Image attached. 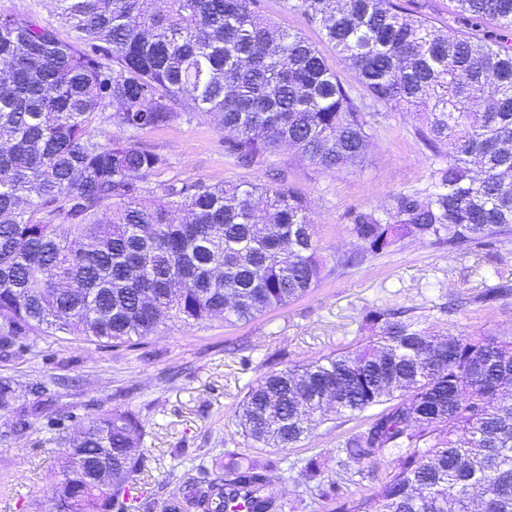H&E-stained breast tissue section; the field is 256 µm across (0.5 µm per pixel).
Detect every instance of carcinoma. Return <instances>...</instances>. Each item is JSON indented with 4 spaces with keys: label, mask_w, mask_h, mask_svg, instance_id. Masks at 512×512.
I'll use <instances>...</instances> for the list:
<instances>
[{
    "label": "carcinoma",
    "mask_w": 512,
    "mask_h": 512,
    "mask_svg": "<svg viewBox=\"0 0 512 512\" xmlns=\"http://www.w3.org/2000/svg\"><path fill=\"white\" fill-rule=\"evenodd\" d=\"M459 21L501 34L452 35L396 0H286L319 25L370 101L413 115L438 159L433 190L354 209L358 248L336 270L406 239L462 254L512 242V0H458ZM72 41L27 15H0V343L46 327L126 344L174 319L247 322L318 285L324 263L307 200L292 189L205 183L151 196L165 156L102 139L182 118L183 99L229 132L243 161L286 143L329 171L359 166L372 138L362 103L325 56L265 18L257 0H53ZM278 231L260 234V225ZM512 292L487 287L488 307ZM370 340L246 386L233 417L254 448H293L329 414L366 426L300 476L331 512H512V336H447L438 322L367 312ZM0 409L32 410L0 379ZM142 420L86 417L55 473L46 512H137ZM397 465L367 487L387 456ZM282 458L229 451L186 477L162 512H285L269 491Z\"/></svg>",
    "instance_id": "cac0c4a2"
}]
</instances>
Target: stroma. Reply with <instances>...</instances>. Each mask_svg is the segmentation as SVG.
I'll use <instances>...</instances> for the list:
<instances>
[{"label":"stroma","mask_w":512,"mask_h":512,"mask_svg":"<svg viewBox=\"0 0 512 512\" xmlns=\"http://www.w3.org/2000/svg\"><path fill=\"white\" fill-rule=\"evenodd\" d=\"M258 10L289 32L299 34L325 55L341 78L350 73L327 44L321 29L285 0H259ZM410 10L435 27L456 35L497 31L484 19L473 28L458 21L457 0H411ZM176 108L183 117L161 128L135 134V142L163 154L168 166L146 183L151 194L170 185L253 184L290 188L311 207L315 233L328 265L351 253L356 242L347 231L354 208H380L393 195L432 190L436 159L415 134L405 111L369 106L371 145L362 167L324 171L288 147L240 162L224 150L225 132L210 115ZM512 280V243L475 247L462 255L421 241H404L343 273L326 274L317 288L288 307L233 326L216 321L192 328L172 322L133 344L112 346L85 341L78 331L37 332L21 337L24 354L0 352V376L11 378L38 405L31 428L13 431L10 411L0 409V512H35L54 493L51 471L61 457L62 435L76 432L90 414L131 410L145 425V461L136 485L151 512L192 467L223 462L225 451L249 447L232 412L245 386L260 374L315 360L366 342L362 317L376 307L402 308L441 320L449 296L481 292L493 274ZM447 333L512 334V295L492 306L472 304L451 320ZM353 420L322 424L298 447L285 450L289 465L277 472L273 488L285 512H325L324 503L306 494L293 462L336 454L339 435L356 429Z\"/></svg>","instance_id":"35a3bbf8"}]
</instances>
